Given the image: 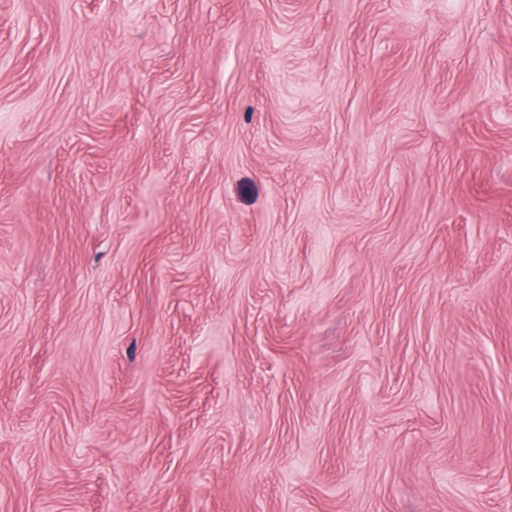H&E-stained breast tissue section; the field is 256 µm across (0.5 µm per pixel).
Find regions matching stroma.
I'll use <instances>...</instances> for the list:
<instances>
[{
  "label": "stroma",
  "mask_w": 512,
  "mask_h": 512,
  "mask_svg": "<svg viewBox=\"0 0 512 512\" xmlns=\"http://www.w3.org/2000/svg\"><path fill=\"white\" fill-rule=\"evenodd\" d=\"M0 512H512V0H0Z\"/></svg>",
  "instance_id": "35a3bbf8"
}]
</instances>
